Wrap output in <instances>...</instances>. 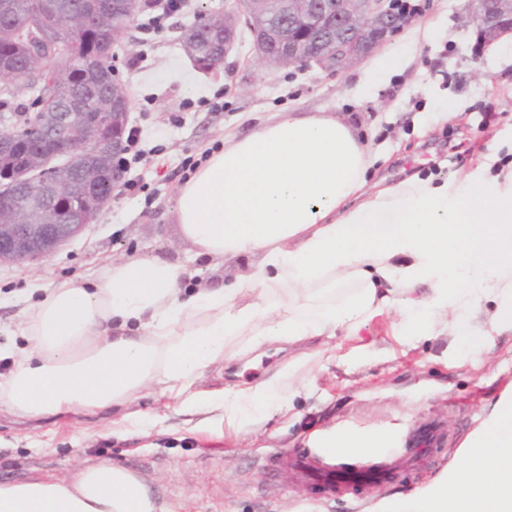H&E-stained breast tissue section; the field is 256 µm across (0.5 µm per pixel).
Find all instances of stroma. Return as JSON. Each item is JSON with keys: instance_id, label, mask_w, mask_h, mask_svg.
Returning a JSON list of instances; mask_svg holds the SVG:
<instances>
[{"instance_id": "obj_1", "label": "stroma", "mask_w": 512, "mask_h": 512, "mask_svg": "<svg viewBox=\"0 0 512 512\" xmlns=\"http://www.w3.org/2000/svg\"><path fill=\"white\" fill-rule=\"evenodd\" d=\"M417 3L416 22L384 46L402 53L405 63L381 79L366 60L333 73L263 70L243 26L223 67L202 71L186 55L181 33L199 9L223 8L225 0H185L158 34L148 28L149 12H141L115 47L114 65L146 158L125 162L124 187L83 236L41 263L0 266V347L28 345L19 324L56 285H90L120 260L180 263L191 270L193 284L206 287L248 272L257 257L198 255L175 219V194L224 139L249 134L283 110H324L352 121L378 157L370 172L374 183L441 178L481 161L512 162L511 155L491 150L512 137V40L474 63L468 0ZM450 100L459 113L441 119ZM298 357L305 363L287 407L260 420L230 423L218 411L186 413L178 399L153 390L90 418L31 417L1 407L0 480L68 477L110 460L129 467L172 512H391L397 494L422 492L447 478L492 404L512 397L511 332L492 334L476 348L462 338L411 335L393 313L326 345L274 340L250 347L238 339L193 389L254 386ZM425 422L438 425V442L379 489L323 495L288 482L280 470L278 451L318 452L323 437L338 429H395L385 445L391 452Z\"/></svg>"}]
</instances>
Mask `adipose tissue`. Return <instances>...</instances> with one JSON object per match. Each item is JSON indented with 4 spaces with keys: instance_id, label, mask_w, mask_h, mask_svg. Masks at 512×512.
I'll use <instances>...</instances> for the list:
<instances>
[{
    "instance_id": "1",
    "label": "adipose tissue",
    "mask_w": 512,
    "mask_h": 512,
    "mask_svg": "<svg viewBox=\"0 0 512 512\" xmlns=\"http://www.w3.org/2000/svg\"><path fill=\"white\" fill-rule=\"evenodd\" d=\"M375 162L355 126L329 112H283L225 140L178 187L176 220L199 254H261L217 287L185 290L166 261L113 263L88 288L59 283L21 323L28 346L0 351V405L29 415L94 414L160 387L227 421L264 416L287 372L211 397L192 393L241 336L256 343L357 334L398 312L417 336L512 330V169L489 164L444 181L369 184ZM352 285L348 299L337 288ZM495 309L480 322L482 301ZM408 512H512V405L469 437L448 481ZM0 512H171L124 465L73 478L0 482Z\"/></svg>"
}]
</instances>
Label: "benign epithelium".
Wrapping results in <instances>:
<instances>
[{"label": "benign epithelium", "mask_w": 512, "mask_h": 512, "mask_svg": "<svg viewBox=\"0 0 512 512\" xmlns=\"http://www.w3.org/2000/svg\"><path fill=\"white\" fill-rule=\"evenodd\" d=\"M144 0H112V12L132 17L139 13ZM468 23L475 28L473 55L480 59L504 35L512 34V0H469ZM224 19V52L215 67L224 64L232 50L240 19H245L254 37L256 60L270 71L282 66L306 67L314 64L327 72L350 67L376 53L416 16L392 9L390 0H235V7L219 12ZM69 18L70 30L82 32L94 25H106L109 12L103 10L89 18L88 13L72 11L55 14L57 30L35 29L28 37L27 71L38 76L44 48L50 45L58 58L72 71L75 44L58 36L62 20ZM48 95L77 100L71 77L59 73ZM130 100L124 84L112 80V90L105 94L100 111L89 119L82 112L57 115L52 130L58 133L54 153L43 160L31 157L25 178L36 188L24 198H12L0 184V265L34 263L50 258L58 249L81 236L98 218L111 199L101 208L69 212L59 203L81 194L89 197L103 177L117 190L124 178L118 164L124 150L123 133L127 128ZM80 163L79 179L53 176V161Z\"/></svg>", "instance_id": "benign-epithelium-1"}]
</instances>
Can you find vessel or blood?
Listing matches in <instances>:
<instances>
[{
    "label": "vessel or blood",
    "mask_w": 512,
    "mask_h": 512,
    "mask_svg": "<svg viewBox=\"0 0 512 512\" xmlns=\"http://www.w3.org/2000/svg\"><path fill=\"white\" fill-rule=\"evenodd\" d=\"M436 436L433 428L421 426L408 439L404 453L377 461L348 465L334 463L331 455L294 454L288 458V470L299 482L325 486L328 492L350 490L360 483L375 485L390 481L404 466L426 453Z\"/></svg>",
    "instance_id": "1"
}]
</instances>
